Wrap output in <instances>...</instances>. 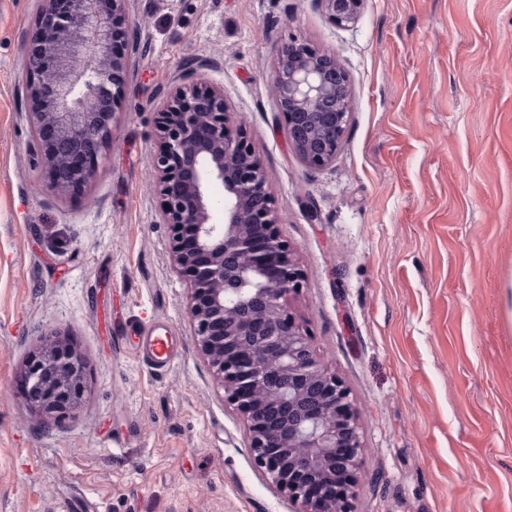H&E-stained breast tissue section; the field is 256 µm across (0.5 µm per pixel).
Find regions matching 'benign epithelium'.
Returning a JSON list of instances; mask_svg holds the SVG:
<instances>
[{"label":"benign epithelium","instance_id":"benign-epithelium-1","mask_svg":"<svg viewBox=\"0 0 512 512\" xmlns=\"http://www.w3.org/2000/svg\"><path fill=\"white\" fill-rule=\"evenodd\" d=\"M40 0L25 48L26 98L37 164L60 198L91 182L122 101L125 0ZM339 26L364 0H319ZM272 91L299 159L336 157L348 121V77L336 58L293 39L278 57ZM151 157L172 262L190 283L188 320L201 353L246 422L256 466L298 505L295 512H352L362 442L344 383L318 360L284 299L302 287L293 248L278 230L264 170L224 99L204 78L178 86L159 112ZM224 188V222L211 187ZM85 363L55 332L43 336L21 374L30 407L46 416L81 404Z\"/></svg>","mask_w":512,"mask_h":512}]
</instances>
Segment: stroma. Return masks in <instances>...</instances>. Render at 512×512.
Masks as SVG:
<instances>
[{"mask_svg":"<svg viewBox=\"0 0 512 512\" xmlns=\"http://www.w3.org/2000/svg\"><path fill=\"white\" fill-rule=\"evenodd\" d=\"M39 0H0V512H294L253 461L186 318L148 158L183 74L245 123L303 287L286 297L351 392L353 512H512V0H126L127 108L96 179L56 197L22 71ZM298 38L350 86L335 160L288 141L269 78ZM168 323L155 369L129 325ZM86 362L77 415L43 419L19 375L47 330ZM365 0H320L329 18L338 26L353 23L361 13Z\"/></svg>","mask_w":512,"mask_h":512,"instance_id":"stroma-1","label":"stroma"}]
</instances>
